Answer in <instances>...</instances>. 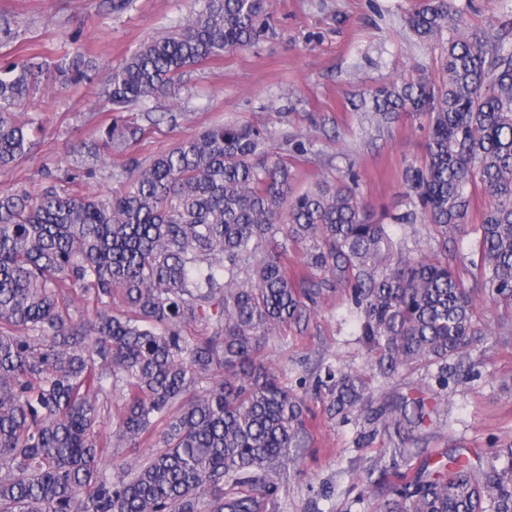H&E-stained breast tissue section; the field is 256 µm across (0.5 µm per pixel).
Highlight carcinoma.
<instances>
[{"label": "carcinoma", "mask_w": 512, "mask_h": 512, "mask_svg": "<svg viewBox=\"0 0 512 512\" xmlns=\"http://www.w3.org/2000/svg\"><path fill=\"white\" fill-rule=\"evenodd\" d=\"M268 9L269 0H195L175 33L106 72L112 110L175 98L195 66L256 45ZM464 14L455 0H425L406 22L437 42ZM78 57L65 48L48 65L18 49L0 55L1 173L41 130L15 112L50 67L67 84L85 80ZM439 64L437 83L419 77L371 95L384 120L429 116L423 162L406 176L410 209L394 221L422 219L446 237L483 196L475 284L512 303V43L452 36ZM141 134L115 119L73 148L64 178L35 193L0 189V512H264L277 487L254 472L300 445L307 406L254 354L273 329L306 321L332 281L383 375L435 365L443 386L448 361L480 335L473 289L448 254L404 253L353 174L294 193L288 164L258 128H206L146 164L128 159L121 191L84 190L102 153H122ZM290 244L304 250L303 267L288 265ZM64 286L92 293L95 316L73 318ZM202 321L211 335H184ZM218 367L223 380L188 396ZM107 380L124 399L110 435L101 429ZM321 386L340 412L365 407L358 374L329 368ZM393 412L384 427L398 432L430 415L423 397ZM161 422L159 451L113 464V475L100 466L112 439L134 445ZM380 512H512V445L484 465L461 452L424 459L389 486Z\"/></svg>", "instance_id": "obj_1"}]
</instances>
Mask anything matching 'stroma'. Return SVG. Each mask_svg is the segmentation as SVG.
I'll use <instances>...</instances> for the list:
<instances>
[{
	"mask_svg": "<svg viewBox=\"0 0 512 512\" xmlns=\"http://www.w3.org/2000/svg\"><path fill=\"white\" fill-rule=\"evenodd\" d=\"M0 0L15 46L53 60L64 40L79 36L88 77L65 88L47 84L24 111L43 122L29 155L0 173V186L36 191L45 172L62 174L71 143L108 124L111 107L100 95L104 68L118 66L151 37L174 30L193 0ZM420 0H270L272 34L250 49L195 67L176 100L128 107L124 120L142 128L139 140L112 166L88 180L94 191L119 189L126 156L149 161L203 127L223 122L253 125L285 159L294 192L347 171L358 174L357 191L376 214L406 209L402 187L409 167L424 158L427 120L408 112L379 121L360 110V99L392 81L425 75L438 80L441 43L419 42L405 23ZM467 31L492 30L512 38V0H470ZM305 143V152L295 149ZM485 202L474 196L466 223L440 234L431 224H395L413 256L447 249L449 257L472 254L474 228ZM484 332L471 348L470 379L449 377L439 386L436 367L416 365L392 377L378 374L358 331L343 289L326 292L301 326L269 336L258 362L302 392L317 382L318 364L361 374L369 404L378 410L401 397L433 398L436 411L422 428L392 440L366 413L336 412L329 397L308 400L305 445L275 481L271 512H379L381 488L398 473H414L437 451L463 448L489 456L512 444V306L479 295Z\"/></svg>",
	"mask_w": 512,
	"mask_h": 512,
	"instance_id": "stroma-1",
	"label": "stroma"
}]
</instances>
